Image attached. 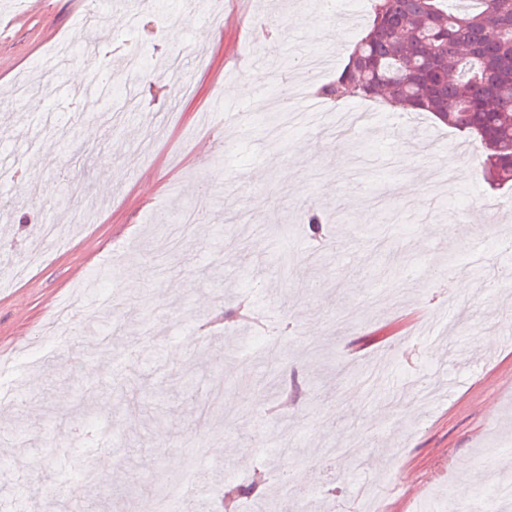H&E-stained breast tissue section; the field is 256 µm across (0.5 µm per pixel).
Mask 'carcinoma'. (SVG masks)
Returning a JSON list of instances; mask_svg holds the SVG:
<instances>
[{
  "label": "carcinoma",
  "mask_w": 512,
  "mask_h": 512,
  "mask_svg": "<svg viewBox=\"0 0 512 512\" xmlns=\"http://www.w3.org/2000/svg\"><path fill=\"white\" fill-rule=\"evenodd\" d=\"M374 0L345 66L317 93L333 102L386 99L478 139L484 178L512 184V0ZM253 477L223 494V512L268 498Z\"/></svg>",
  "instance_id": "obj_1"
}]
</instances>
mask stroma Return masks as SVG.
Segmentation results:
<instances>
[{"label":"stroma","mask_w":512,"mask_h":512,"mask_svg":"<svg viewBox=\"0 0 512 512\" xmlns=\"http://www.w3.org/2000/svg\"><path fill=\"white\" fill-rule=\"evenodd\" d=\"M263 9L258 22L247 0H225L219 21L211 0H112L97 54L67 62L53 47L83 44V6L0 0V164L22 162L31 185L0 181V266H25L40 225L66 221L85 189L98 200L92 223L41 243L45 261L0 292V393L15 396L0 410V512L69 499L141 512L198 446L223 468L189 512L281 470L289 498L317 497L308 512H499L490 494L512 474V256L494 238L512 226V190L485 181L479 140L427 112L354 100L344 111L374 121L351 140L300 123L267 140V96L225 86L254 68L270 74L267 95L302 80L332 27L339 52L319 81L334 78L372 12L369 0ZM134 45L143 71L115 99L77 107L71 87ZM248 47L258 62L227 75ZM178 48L187 97L162 67ZM221 100L234 119L202 124ZM426 132L431 163L407 149ZM203 181L208 213L169 252L168 227ZM309 207L330 228L319 243ZM462 211L471 222L448 247L442 227ZM102 262L116 271L86 297L78 278ZM462 272L473 292L455 290ZM82 406L116 424L112 445L99 446L98 419L77 422ZM93 448L98 480L69 498L58 457Z\"/></svg>","instance_id":"stroma-1"}]
</instances>
